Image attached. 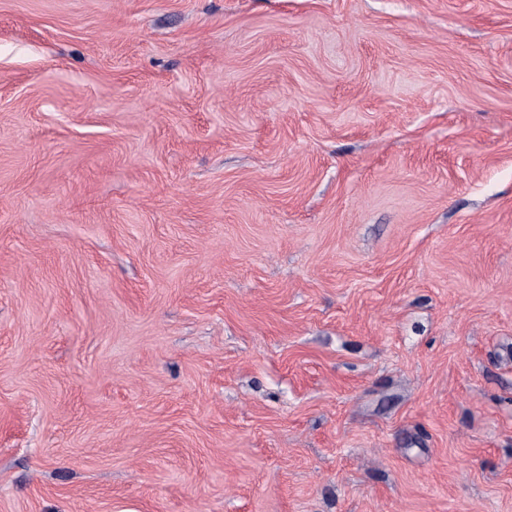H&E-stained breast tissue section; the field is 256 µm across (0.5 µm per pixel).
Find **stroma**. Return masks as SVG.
Wrapping results in <instances>:
<instances>
[{"mask_svg": "<svg viewBox=\"0 0 512 512\" xmlns=\"http://www.w3.org/2000/svg\"><path fill=\"white\" fill-rule=\"evenodd\" d=\"M0 512H512V0H0Z\"/></svg>", "mask_w": 512, "mask_h": 512, "instance_id": "obj_1", "label": "stroma"}]
</instances>
